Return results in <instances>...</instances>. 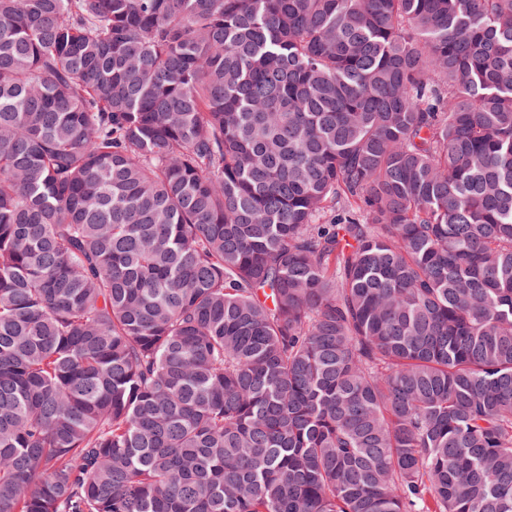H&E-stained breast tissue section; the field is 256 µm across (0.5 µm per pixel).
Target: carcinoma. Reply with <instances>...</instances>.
<instances>
[{
  "label": "carcinoma",
  "instance_id": "obj_1",
  "mask_svg": "<svg viewBox=\"0 0 512 512\" xmlns=\"http://www.w3.org/2000/svg\"><path fill=\"white\" fill-rule=\"evenodd\" d=\"M0 512H512V0H0Z\"/></svg>",
  "mask_w": 512,
  "mask_h": 512
}]
</instances>
